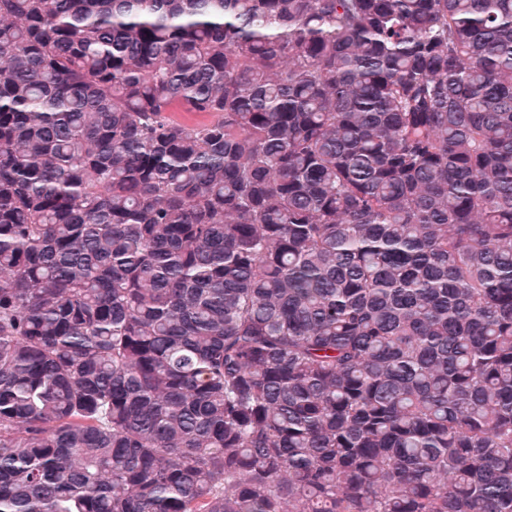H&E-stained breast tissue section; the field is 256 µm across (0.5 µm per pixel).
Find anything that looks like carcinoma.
<instances>
[{"mask_svg": "<svg viewBox=\"0 0 512 512\" xmlns=\"http://www.w3.org/2000/svg\"><path fill=\"white\" fill-rule=\"evenodd\" d=\"M0 512H512V0H0Z\"/></svg>", "mask_w": 512, "mask_h": 512, "instance_id": "carcinoma-1", "label": "carcinoma"}]
</instances>
